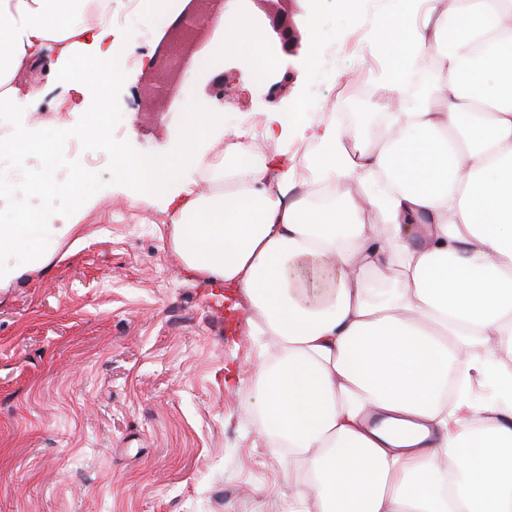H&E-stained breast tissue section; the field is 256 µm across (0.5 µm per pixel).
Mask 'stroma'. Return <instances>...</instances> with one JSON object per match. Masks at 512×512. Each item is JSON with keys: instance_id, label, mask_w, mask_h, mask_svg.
<instances>
[{"instance_id": "obj_1", "label": "stroma", "mask_w": 512, "mask_h": 512, "mask_svg": "<svg viewBox=\"0 0 512 512\" xmlns=\"http://www.w3.org/2000/svg\"><path fill=\"white\" fill-rule=\"evenodd\" d=\"M286 8L295 51L284 58L279 98L247 83L256 60L236 50L195 74V95L210 96L216 79L229 88L219 102L225 130L241 110L277 112L299 99L321 121L327 99L378 111V97L356 98L352 86L377 85L402 48L370 47L361 35L401 18L398 0H358L351 13L342 0ZM334 49L337 68L320 65ZM33 63L16 77L18 108L35 89L42 102L78 105L38 115V128L76 124L89 89L58 81L54 57ZM145 78L127 72L114 135L166 153L182 116L169 113L158 128L140 115ZM98 197L39 266L0 288V512H316L300 472L252 441L253 376L272 338L253 335L230 309L214 320L213 281L182 274L170 245L172 211L132 190L105 187Z\"/></svg>"}]
</instances>
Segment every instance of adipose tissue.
Returning a JSON list of instances; mask_svg holds the SVG:
<instances>
[{
    "instance_id": "ef3b65f1",
    "label": "adipose tissue",
    "mask_w": 512,
    "mask_h": 512,
    "mask_svg": "<svg viewBox=\"0 0 512 512\" xmlns=\"http://www.w3.org/2000/svg\"><path fill=\"white\" fill-rule=\"evenodd\" d=\"M403 2L406 66L433 48L441 75L408 105L385 70L381 131L277 112V150L257 154L225 144L209 101L170 152L117 166L143 201L172 207L185 271L223 282L254 335L275 339L254 439L303 470L318 512H512V0ZM213 23L226 47L262 52L238 9ZM118 44L88 0H0V112L32 55L69 67ZM357 172L358 197L344 190ZM324 185L343 189L327 206ZM72 230L48 213L1 224L0 288L24 271L16 239ZM489 379L497 394L478 398Z\"/></svg>"
}]
</instances>
